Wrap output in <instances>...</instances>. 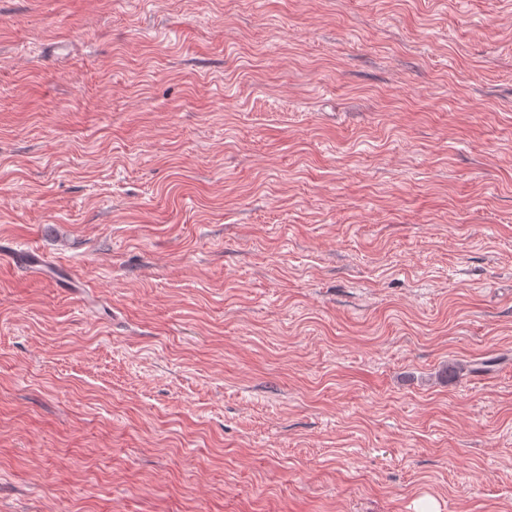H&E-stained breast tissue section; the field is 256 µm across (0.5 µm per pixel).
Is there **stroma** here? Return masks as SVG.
Masks as SVG:
<instances>
[{
  "label": "stroma",
  "mask_w": 512,
  "mask_h": 512,
  "mask_svg": "<svg viewBox=\"0 0 512 512\" xmlns=\"http://www.w3.org/2000/svg\"><path fill=\"white\" fill-rule=\"evenodd\" d=\"M0 512H512V0H0ZM12 265L23 267L28 273L35 277H42L52 271L57 272L51 266H56L48 257L37 247H29L22 251L9 252L5 255Z\"/></svg>",
  "instance_id": "1"
}]
</instances>
